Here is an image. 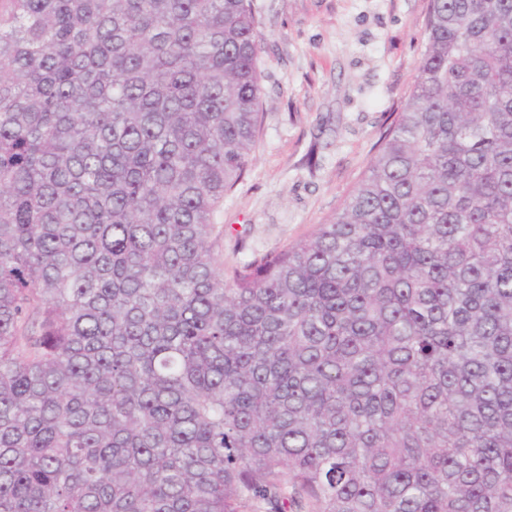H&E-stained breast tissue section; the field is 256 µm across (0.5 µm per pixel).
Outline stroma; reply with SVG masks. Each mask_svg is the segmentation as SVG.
Masks as SVG:
<instances>
[{"instance_id":"1","label":"stroma","mask_w":512,"mask_h":512,"mask_svg":"<svg viewBox=\"0 0 512 512\" xmlns=\"http://www.w3.org/2000/svg\"><path fill=\"white\" fill-rule=\"evenodd\" d=\"M432 0H255L263 122L224 197L225 267L310 236L356 187L404 108Z\"/></svg>"}]
</instances>
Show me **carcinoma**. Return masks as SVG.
I'll use <instances>...</instances> for the list:
<instances>
[{"instance_id":"cac0c4a2","label":"carcinoma","mask_w":512,"mask_h":512,"mask_svg":"<svg viewBox=\"0 0 512 512\" xmlns=\"http://www.w3.org/2000/svg\"><path fill=\"white\" fill-rule=\"evenodd\" d=\"M0 11V512H512V0H432L403 112L224 271L254 0Z\"/></svg>"}]
</instances>
